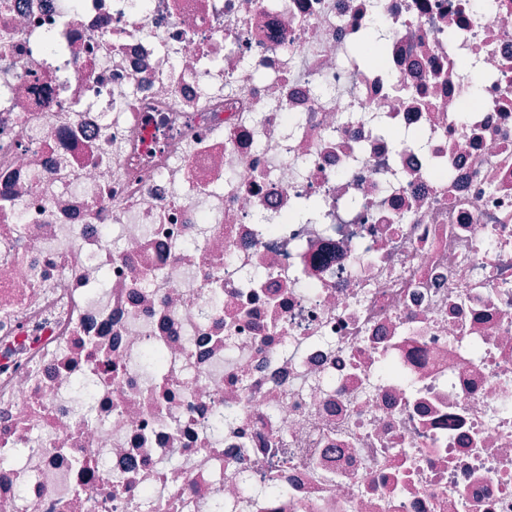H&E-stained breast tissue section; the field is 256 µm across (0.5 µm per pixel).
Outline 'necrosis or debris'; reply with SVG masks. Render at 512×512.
<instances>
[{"instance_id":"obj_1","label":"necrosis or debris","mask_w":512,"mask_h":512,"mask_svg":"<svg viewBox=\"0 0 512 512\" xmlns=\"http://www.w3.org/2000/svg\"><path fill=\"white\" fill-rule=\"evenodd\" d=\"M0 512H512V0H0Z\"/></svg>"}]
</instances>
